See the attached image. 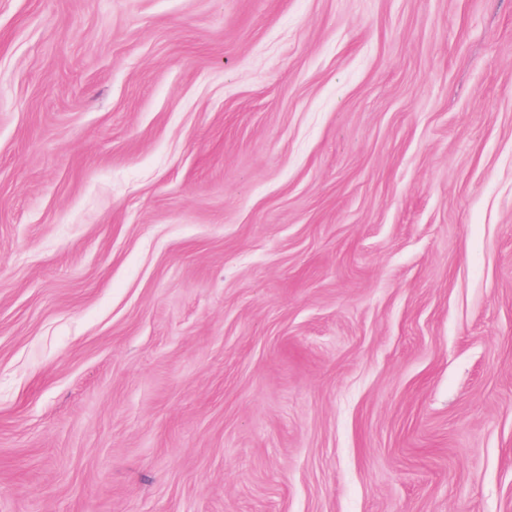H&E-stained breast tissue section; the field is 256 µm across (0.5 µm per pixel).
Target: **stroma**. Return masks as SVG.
Listing matches in <instances>:
<instances>
[{
  "label": "stroma",
  "mask_w": 512,
  "mask_h": 512,
  "mask_svg": "<svg viewBox=\"0 0 512 512\" xmlns=\"http://www.w3.org/2000/svg\"><path fill=\"white\" fill-rule=\"evenodd\" d=\"M0 512H512V0H0Z\"/></svg>",
  "instance_id": "stroma-1"
}]
</instances>
